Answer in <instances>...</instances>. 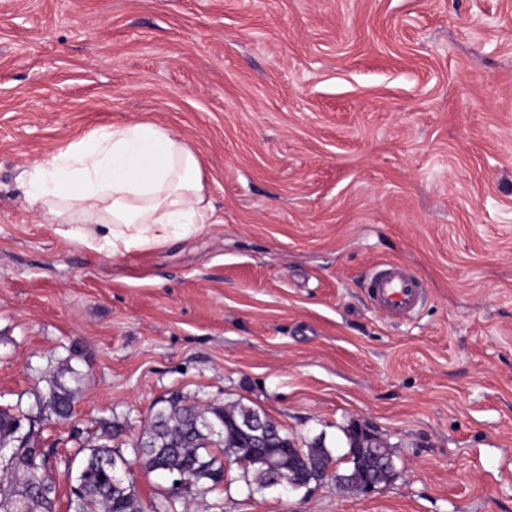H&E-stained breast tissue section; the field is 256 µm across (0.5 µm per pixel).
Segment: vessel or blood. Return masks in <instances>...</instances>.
I'll list each match as a JSON object with an SVG mask.
<instances>
[{
	"label": "vessel or blood",
	"mask_w": 512,
	"mask_h": 512,
	"mask_svg": "<svg viewBox=\"0 0 512 512\" xmlns=\"http://www.w3.org/2000/svg\"><path fill=\"white\" fill-rule=\"evenodd\" d=\"M368 296L375 310L397 319H408L420 308L425 287L414 273L388 263L370 276Z\"/></svg>",
	"instance_id": "vessel-or-blood-1"
}]
</instances>
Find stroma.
I'll return each instance as SVG.
<instances>
[{
	"label": "stroma",
	"instance_id": "1",
	"mask_svg": "<svg viewBox=\"0 0 512 512\" xmlns=\"http://www.w3.org/2000/svg\"><path fill=\"white\" fill-rule=\"evenodd\" d=\"M150 122L198 155L217 224L111 255L26 208L22 171ZM426 285L412 320L372 268ZM55 512L76 448L126 459L156 402L241 403L346 469L368 425L398 477L177 512H512V0H0V407L46 382ZM367 291L375 310L397 319L415 316L425 297L419 277L396 263L376 269L369 277ZM74 398V391L65 387L57 379L50 380L47 390L38 397L35 402V407L29 410L30 418L51 420H67L72 417L73 407L72 402ZM36 410V416H32V412Z\"/></svg>",
	"mask_w": 512,
	"mask_h": 512
}]
</instances>
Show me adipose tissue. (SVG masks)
Listing matches in <instances>:
<instances>
[{"instance_id": "1", "label": "adipose tissue", "mask_w": 512, "mask_h": 512, "mask_svg": "<svg viewBox=\"0 0 512 512\" xmlns=\"http://www.w3.org/2000/svg\"><path fill=\"white\" fill-rule=\"evenodd\" d=\"M22 186L29 208L70 225L73 243L98 252L159 248L214 222L197 155L152 123L109 128L52 154Z\"/></svg>"}]
</instances>
